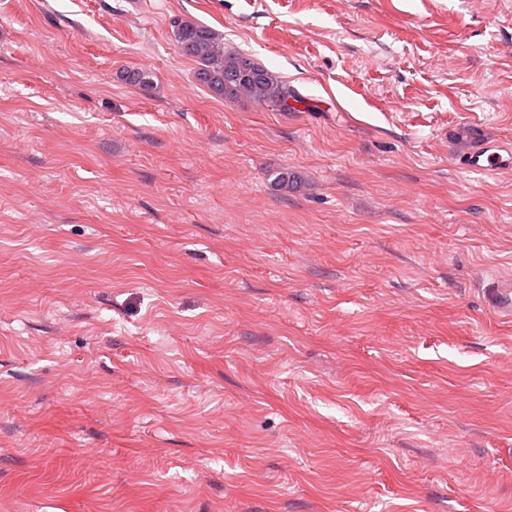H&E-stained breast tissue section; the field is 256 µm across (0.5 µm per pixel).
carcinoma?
I'll return each instance as SVG.
<instances>
[{
    "label": "carcinoma",
    "mask_w": 512,
    "mask_h": 512,
    "mask_svg": "<svg viewBox=\"0 0 512 512\" xmlns=\"http://www.w3.org/2000/svg\"><path fill=\"white\" fill-rule=\"evenodd\" d=\"M173 35L181 51L200 62L196 78L214 93L229 98L245 96L276 110L285 99L299 100L275 73L243 54L224 49V42L212 29L180 20L174 23Z\"/></svg>",
    "instance_id": "1"
}]
</instances>
